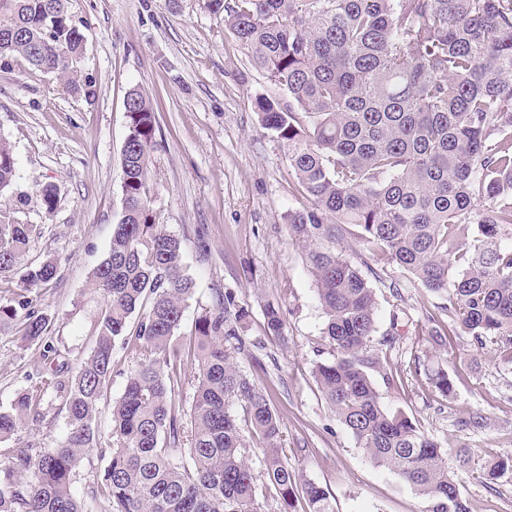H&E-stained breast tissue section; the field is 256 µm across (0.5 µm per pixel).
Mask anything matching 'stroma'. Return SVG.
I'll return each instance as SVG.
<instances>
[{"label":"stroma","mask_w":512,"mask_h":512,"mask_svg":"<svg viewBox=\"0 0 512 512\" xmlns=\"http://www.w3.org/2000/svg\"><path fill=\"white\" fill-rule=\"evenodd\" d=\"M69 10L85 43L77 74L93 78L94 96L68 91L56 74L25 62L0 64V136L12 146L17 187L28 194L20 218L42 227L26 259L58 264L56 280L39 301L50 320L48 334L36 344L22 341L17 327L0 335V408L32 384L46 346L58 336L67 337L73 366L93 346L91 313L98 302L88 293V278L106 255L121 212L125 100L138 88L156 114L149 194L160 223L180 238L184 269L195 283L180 335H191L216 291H234L248 312L242 331L252 354L241 366L273 399L289 464L330 492L336 512H425L417 491L358 448L313 377L324 318L301 250L282 220L304 200L281 146L254 108L256 95L275 93V86L252 68L204 0H70ZM47 184L58 195L49 213L39 196ZM370 284L379 301L378 332L399 335L389 358L400 386L374 376L382 405L402 410L440 444L446 460L463 447L478 462L512 457V365L489 352L472 357L463 335L452 351L436 346L428 316L439 299L403 269L388 267ZM269 300L281 303L286 316L278 338L266 334ZM136 365L132 351L116 349L96 420L100 432L110 433L112 403ZM441 368L453 382L446 397L430 383ZM42 409L40 423L0 443V456L47 447L64 434L61 400L47 394ZM473 411L484 416L483 427L458 430L457 418ZM106 465L93 453L76 469L74 488L90 497L89 512H111L108 499L90 496ZM459 489L470 512H512V473L490 488L476 469Z\"/></svg>","instance_id":"1"}]
</instances>
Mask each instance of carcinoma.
Instances as JSON below:
<instances>
[{
  "instance_id": "obj_1",
  "label": "carcinoma",
  "mask_w": 512,
  "mask_h": 512,
  "mask_svg": "<svg viewBox=\"0 0 512 512\" xmlns=\"http://www.w3.org/2000/svg\"><path fill=\"white\" fill-rule=\"evenodd\" d=\"M281 95L255 98L260 124L283 147L307 204L284 214L310 273L331 359L313 374L341 425L378 467L398 474L427 512H469L459 472L405 414L386 410L372 373L397 385L373 344L378 300L367 274L397 265L447 301L448 321L429 315L444 349L463 332L476 351L512 365V0H207ZM84 48L67 0H0V62L21 58L67 76ZM122 146V211L89 288L102 299L95 343L74 369L55 364L0 410V443L41 418L48 391L65 409L54 446L19 448L0 460V512H87L73 488L81 457L108 458L91 498L112 512H335L331 494L288 464L270 395L241 369L247 311L233 292L202 309L188 348L178 331L194 284L181 241L160 224L147 192L155 112L132 89ZM17 166L0 138V271L22 264L36 224L19 221ZM362 251H357L356 246ZM57 275L46 259L25 264L0 326L22 321L23 338L45 335L37 298ZM134 330H129L132 316ZM267 335L285 327L264 304ZM139 358L112 404V432L94 423L112 376L116 342ZM197 370L185 431L175 390L185 363ZM262 448L255 473L240 422ZM492 483L512 461L482 466Z\"/></svg>"
}]
</instances>
